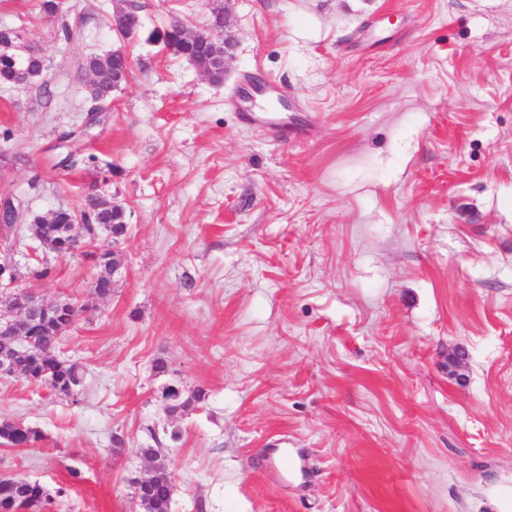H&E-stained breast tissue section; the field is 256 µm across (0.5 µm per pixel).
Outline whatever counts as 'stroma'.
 I'll return each instance as SVG.
<instances>
[{
	"instance_id": "35a3bbf8",
	"label": "stroma",
	"mask_w": 512,
	"mask_h": 512,
	"mask_svg": "<svg viewBox=\"0 0 512 512\" xmlns=\"http://www.w3.org/2000/svg\"><path fill=\"white\" fill-rule=\"evenodd\" d=\"M58 3L0 0L46 65L0 86V196L23 210L0 262L84 305L59 355L86 379L70 400L0 377V420L43 435L0 445V477L50 512H140L158 463L169 512H512V0H233L220 83L151 35L224 0H129L128 39L112 0ZM117 48L128 81L85 127L82 63ZM267 97L286 137L250 120ZM91 193L128 225L104 299L84 252L28 230ZM170 385L203 397L168 413Z\"/></svg>"
}]
</instances>
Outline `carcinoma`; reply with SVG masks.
I'll return each mask as SVG.
<instances>
[{"mask_svg": "<svg viewBox=\"0 0 512 512\" xmlns=\"http://www.w3.org/2000/svg\"><path fill=\"white\" fill-rule=\"evenodd\" d=\"M159 39L174 55L204 59L209 51V43L203 37L188 39L183 33V24L172 22ZM131 67L127 54L114 56H92L86 60V68L94 76L89 84L90 101L108 103L112 101V90ZM28 68L39 77L44 70V61L39 56L0 55V84L11 85L19 78L20 70ZM75 214L67 209H58L51 224H32L33 236L48 249L58 255L70 254L71 246L85 243L89 246L97 241L99 231L104 229L115 240L120 241L127 233L125 213L112 209H94L82 212V223H74ZM97 282L94 292L99 298L112 295V252L107 251L95 263ZM81 307L70 298H61L46 309L35 314L31 326L19 340L11 343L15 350V374L33 383L48 387L56 395L74 398L83 386L85 369L76 362L60 359L56 354L59 342L70 332L77 322ZM166 410L175 413L186 409L192 402L201 398L197 391L184 395L177 387L169 386L162 390ZM42 440L40 431L13 420H0V443L14 448H28ZM172 484L169 474L160 468L146 488L141 490L139 499L144 512H168ZM51 503L45 487L24 479L0 482V512H44Z\"/></svg>", "mask_w": 512, "mask_h": 512, "instance_id": "cac0c4a2", "label": "carcinoma"}]
</instances>
